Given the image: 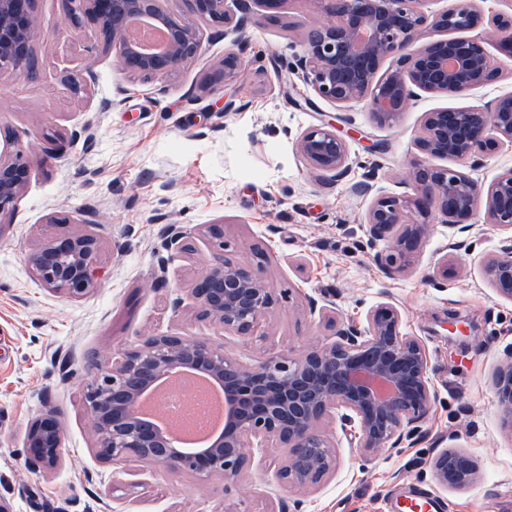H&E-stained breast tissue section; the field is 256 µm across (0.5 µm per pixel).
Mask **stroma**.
<instances>
[{
	"mask_svg": "<svg viewBox=\"0 0 512 512\" xmlns=\"http://www.w3.org/2000/svg\"><path fill=\"white\" fill-rule=\"evenodd\" d=\"M39 21L35 72L0 76V148L33 145L31 171L12 215L0 217V501L13 512H408L400 495L417 489L445 512H512V433L501 425L492 386L512 360V299L488 280L486 260L512 245V231L476 214L468 228L430 216L431 231L405 266L377 257L389 236L372 237L364 215L378 195L408 194L424 163L417 147L426 113L464 108L512 93V59L496 41L485 49L502 75L462 96L421 94L395 123L365 103L344 106L298 82L294 63L307 28L323 20L318 0H279L249 32L243 76L207 85L232 38L203 34L200 57L169 79L121 72L92 25L75 36L62 0H34ZM85 85L75 97L64 84ZM236 109L225 112L226 102ZM333 123L349 149L347 170L312 169L295 143L306 128ZM373 174V190L354 184ZM93 214L101 243L96 287L79 299L47 289L28 255L71 223ZM224 225V256L257 264L279 302L256 336L220 334L191 303L172 309L201 270L166 246V230ZM447 263V277L436 273ZM329 294L335 322L310 310ZM396 306L405 333L430 358L434 394L420 431L396 448L365 455L347 446L339 421L324 423L338 446L336 470L301 492L276 475V449L251 458L241 486L139 462L98 457L83 403L89 360L111 363L147 336L175 334L220 347L240 361L299 356L332 343L335 324H364ZM54 408L63 458L52 471L26 465L32 418ZM444 449L465 452L477 476L450 488L434 477Z\"/></svg>",
	"mask_w": 512,
	"mask_h": 512,
	"instance_id": "35a3bbf8",
	"label": "stroma"
}]
</instances>
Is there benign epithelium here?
<instances>
[{
  "instance_id": "7a95c632",
  "label": "benign epithelium",
  "mask_w": 512,
  "mask_h": 512,
  "mask_svg": "<svg viewBox=\"0 0 512 512\" xmlns=\"http://www.w3.org/2000/svg\"><path fill=\"white\" fill-rule=\"evenodd\" d=\"M198 24L171 16L163 0H67L74 31L90 20L107 49H118V67L146 80H164L201 53L206 28L222 27L240 44L251 26L262 23L253 3L279 0H236L240 16L230 15L225 0H189ZM327 21L311 26L295 74L315 93L334 104L363 101L374 118L389 124L405 111L418 93L465 95L496 78L498 62L479 36L464 32L482 28L497 39L512 59V15L484 17L470 3H458L437 14L421 8L422 0H323ZM33 0H0V76L28 72L39 30ZM146 15L161 22L170 44L161 53L134 48L126 35V20ZM429 31L456 36L428 40ZM396 67L379 74L383 60ZM246 60L227 52L218 63L224 80L239 78ZM512 143V94L465 109L426 113L417 147L428 158L465 162L491 156L504 142ZM297 153L312 168L342 173L348 160L347 142L329 123L306 129L296 141ZM31 148L22 145L0 151V216L14 209L24 190ZM409 186L413 196H378L364 223L374 237L391 228L387 259L404 257L430 232V225L410 217L437 213L445 224L468 221L485 201L490 224L512 229V168L485 185L461 167L421 165ZM199 236L212 246L200 274L187 289L198 314L222 333L250 337L276 309L278 297L261 272L250 264L224 258V225L204 224ZM167 246L197 254L194 236L175 227ZM99 239L73 230L39 243L28 256L33 275L47 288L80 298L95 288L94 265ZM496 288L512 297V248L486 261ZM336 340L312 346L300 357L271 356L243 363L221 346L184 336H147L121 352L106 367L92 363L93 382L86 386L84 404L97 437V453L112 462L137 460L201 479L220 477L224 484L240 481L249 464L248 450L283 448L277 477L298 489L319 485L336 469L338 451L322 424L341 413L350 427V445L359 452L394 448L411 432L433 399L429 364L421 340L403 332L401 312L382 303L370 311L366 325L339 326ZM194 369L224 388V433L201 448H176L159 425L133 413L136 400L161 378L177 369ZM494 386L502 426L512 433V360L499 367ZM63 430L51 409L31 420L24 438L26 463L44 469L61 460ZM442 485L466 486L476 475L471 458L441 451L433 460Z\"/></svg>"
}]
</instances>
